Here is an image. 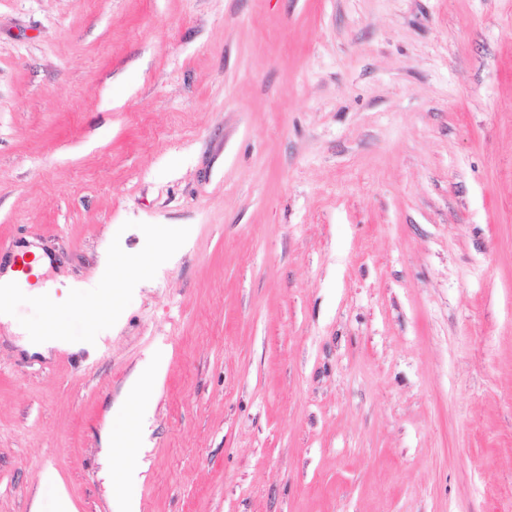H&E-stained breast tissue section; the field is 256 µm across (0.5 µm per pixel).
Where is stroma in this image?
<instances>
[{
    "instance_id": "35a3bbf8",
    "label": "stroma",
    "mask_w": 512,
    "mask_h": 512,
    "mask_svg": "<svg viewBox=\"0 0 512 512\" xmlns=\"http://www.w3.org/2000/svg\"><path fill=\"white\" fill-rule=\"evenodd\" d=\"M28 244L112 299L0 323V512H512V0H0ZM14 331L24 336L22 344L30 354L39 353L47 356L51 350L62 348L73 352H93L97 343L96 331L72 336L59 325L53 331H49L47 325H23ZM152 373H148L145 376H135L131 386V397L127 403L121 407L118 412L124 415H132L138 426H145L148 411L144 403L143 398L140 395L142 388L150 381Z\"/></svg>"
}]
</instances>
